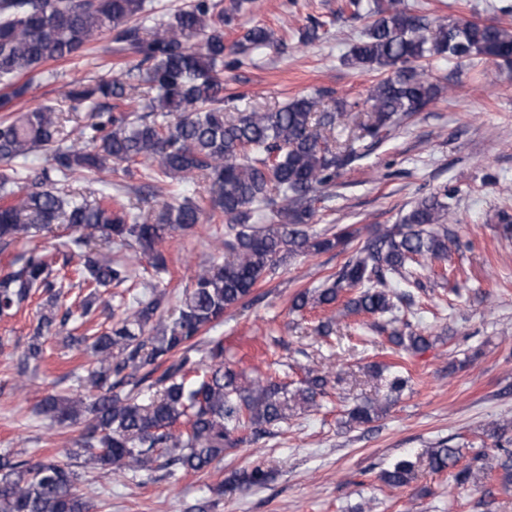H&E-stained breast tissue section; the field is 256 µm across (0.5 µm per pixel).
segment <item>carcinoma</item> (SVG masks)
Wrapping results in <instances>:
<instances>
[{
	"instance_id": "carcinoma-1",
	"label": "carcinoma",
	"mask_w": 512,
	"mask_h": 512,
	"mask_svg": "<svg viewBox=\"0 0 512 512\" xmlns=\"http://www.w3.org/2000/svg\"><path fill=\"white\" fill-rule=\"evenodd\" d=\"M250 2L191 0L151 21L145 0H0V82L10 88L0 98L4 111L30 89L20 77L84 51L104 32L115 33L116 42L140 57L110 80L62 86V99L90 104L72 141L62 110L52 105L0 118V246L31 239L59 221L79 232L73 273L90 288L78 305L84 319L102 303L100 289L123 285L131 272L126 263L82 249V232L134 250L133 259L147 258L158 273L166 259L157 245L166 237L188 236L205 222L224 225V261L197 272L171 321L160 314L164 292L155 283L150 298L119 303L123 316L110 328L75 336L69 328L74 312L63 308V284L52 278L42 254L29 251L0 276V319L16 315L39 291L50 295L24 359L38 358L42 341L62 335L85 344L90 357L80 377L84 393L48 395L40 404L52 423L85 420L66 451L70 462L1 456L0 512H91L80 492L88 474L150 475L173 466L203 472L226 450L254 444L316 407L331 384L329 373L308 367L300 386L290 390L271 377H247L225 357L223 340L204 344L200 336L225 311L257 301L258 283L289 258L328 251L351 237L347 229L332 237L311 232L317 194L360 157L354 142L378 140L399 116L421 112L439 97L442 87L426 69L431 59L480 56L512 63V28L431 20L404 0H378L367 13L364 36L343 57L344 65L374 74L375 81L365 98L367 120L356 125L352 142L342 144L333 133L353 116L357 102L339 99L320 111L316 98L299 96L276 109L224 111V58L248 57L275 42L274 33L258 24L235 43L224 41V24ZM36 150L50 153L46 165L22 162ZM133 164L157 183L203 178L209 209L185 197L145 218L134 214L123 200L126 186L102 177L119 169L129 175ZM75 178L98 186V200L60 194L57 186ZM450 219L448 189L419 198L399 223L367 237L330 284L297 293L292 310L331 307L343 297L339 315L375 316L372 327L391 329V344L426 350L428 337L411 322L397 327L396 312L411 299L394 282L424 287L415 266L448 258L458 244ZM144 382L146 398L139 389ZM386 410L385 404L358 403L345 424H370ZM511 430L509 422L495 425L496 448H472L467 457L444 443L431 451L429 466L454 470L458 487L494 476L512 486ZM415 468L412 460L399 459L383 470L382 480L405 486ZM267 478L256 465L228 483L247 491Z\"/></svg>"
}]
</instances>
